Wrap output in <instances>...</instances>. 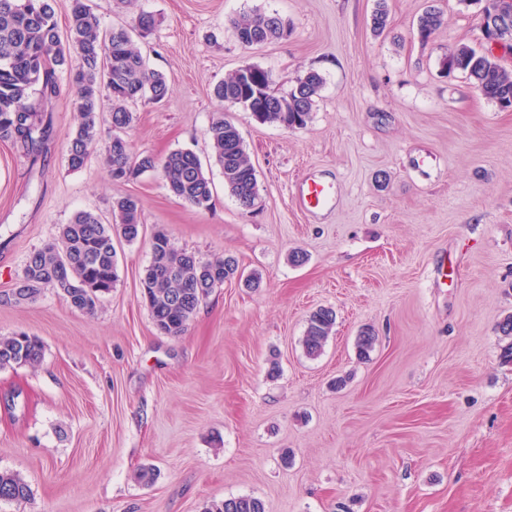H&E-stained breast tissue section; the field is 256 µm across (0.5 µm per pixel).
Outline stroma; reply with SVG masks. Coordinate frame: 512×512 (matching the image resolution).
I'll use <instances>...</instances> for the list:
<instances>
[{
    "mask_svg": "<svg viewBox=\"0 0 512 512\" xmlns=\"http://www.w3.org/2000/svg\"><path fill=\"white\" fill-rule=\"evenodd\" d=\"M386 3L377 33L376 0H139L160 24L137 44L170 93L131 104V146L195 152L208 210L156 171L116 182L96 156L70 169L68 83L39 105L51 124L39 156L0 138V296L75 212L107 221L133 195L143 224L136 242L116 240L118 279L94 312L52 288L0 299V336L44 345L38 365L0 370V394L21 392L14 413L0 408V471L30 488L0 512H203L246 495L266 512H512V336L498 330L512 315V111L441 72L457 44L484 48L479 5ZM432 4L445 23L424 43ZM251 10L281 16L288 38L242 46L228 20ZM245 65L282 92L323 76L305 128L214 98ZM220 110L256 170L251 210L211 157ZM310 172L337 183L318 217L294 197ZM159 228L201 261L236 258L260 288L225 282L181 336L160 334L140 285ZM319 307L336 325L311 359L301 339ZM367 326L378 340L362 359ZM145 465L153 484L136 478Z\"/></svg>",
    "mask_w": 512,
    "mask_h": 512,
    "instance_id": "obj_1",
    "label": "stroma"
}]
</instances>
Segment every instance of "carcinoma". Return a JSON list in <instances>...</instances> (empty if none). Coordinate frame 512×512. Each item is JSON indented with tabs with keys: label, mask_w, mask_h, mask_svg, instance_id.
I'll return each instance as SVG.
<instances>
[{
	"label": "carcinoma",
	"mask_w": 512,
	"mask_h": 512,
	"mask_svg": "<svg viewBox=\"0 0 512 512\" xmlns=\"http://www.w3.org/2000/svg\"><path fill=\"white\" fill-rule=\"evenodd\" d=\"M54 4L55 0H0V137L21 143L30 153L40 152L48 126L32 97L54 96L64 74L75 91L80 117L67 148L70 168H82L98 153L102 139L99 112L107 101L109 128L103 162L112 179L130 181L145 172L158 171L172 196L200 210L210 208L211 180L194 152L177 149L158 158L131 150L128 133L135 117L129 104L139 100L159 102L169 91L166 78L148 67L133 41V37H142L156 28V16L141 10L132 23L103 30L86 0H71L62 35ZM442 24V12L431 6L418 18V36L424 40ZM231 25L237 39L245 40L248 48L288 34L278 15L260 11L243 14ZM73 51L79 57L75 68L69 64ZM442 66L448 76L463 75L490 101L500 105L512 100V71H507L491 53L459 44L443 59ZM322 84L321 74L310 70L289 91L262 99L243 82L237 70L215 85L213 96L221 103L239 105L249 101L257 121L294 130L307 125ZM208 133L212 158L222 170L224 186L240 207L250 209L259 196L256 171L238 129L219 112ZM142 227L139 200L133 196L115 200L109 223L88 211L74 214L63 225L59 243L30 254L8 299L16 303L32 301L43 289L53 288L72 307L94 311L117 280L114 235L131 243L138 239ZM153 238L151 260L141 278L142 293L148 295L147 307L156 329L167 336H178L201 302L237 275L238 262L231 256L202 262L195 253L176 248L162 229L155 231ZM335 323L336 313L330 307H320L310 314L302 338L308 357L321 354ZM376 340L372 329H363L356 341L358 355L367 356ZM42 355L43 344L36 336L25 332L0 336L1 370L35 366ZM28 496L29 486L19 475L0 472V501L19 502ZM204 512H265V506L256 497L239 496L213 502Z\"/></svg>",
	"instance_id": "cac0c4a2"
}]
</instances>
